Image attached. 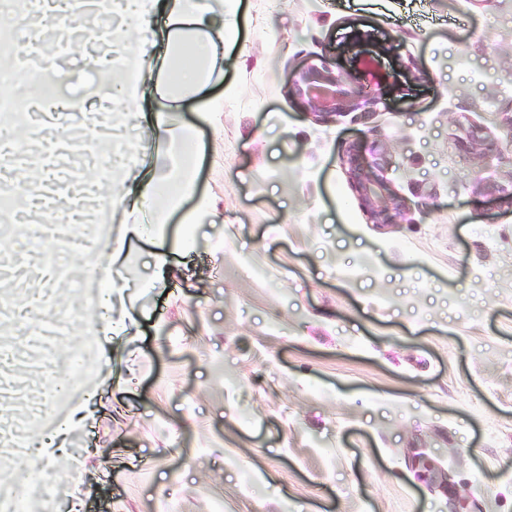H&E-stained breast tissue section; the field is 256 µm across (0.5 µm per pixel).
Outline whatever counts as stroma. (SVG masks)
<instances>
[{
    "label": "stroma",
    "instance_id": "1",
    "mask_svg": "<svg viewBox=\"0 0 512 512\" xmlns=\"http://www.w3.org/2000/svg\"><path fill=\"white\" fill-rule=\"evenodd\" d=\"M208 4L237 34L172 114L195 130L199 168L165 226V271L151 233L126 237L137 269H112L115 327L93 337L104 355L88 369L60 360L53 316L9 313L1 402L33 420L56 379L72 400L93 393L92 417L70 432L79 467L59 459L33 499L44 512H452L460 494L470 512H512V162L484 152L512 154V0ZM384 40L376 105L311 115L294 93L307 65L354 89L359 55ZM99 48L69 46L57 64L73 114L28 121L44 143L31 180L80 202L47 227L58 264L0 242V261L23 268L21 302L63 294L81 332L100 312L76 305L81 259L62 247L95 224L105 186L54 152L94 106L88 85L107 81L85 65ZM469 127L483 146H460ZM353 144L383 151L403 206L394 223L359 206L342 164ZM202 197L216 216L186 225ZM365 256L372 269L349 278ZM216 359L236 382L211 380ZM411 448L438 458L447 482L418 480Z\"/></svg>",
    "mask_w": 512,
    "mask_h": 512
}]
</instances>
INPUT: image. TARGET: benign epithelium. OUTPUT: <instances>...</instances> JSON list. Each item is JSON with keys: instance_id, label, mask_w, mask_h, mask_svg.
Segmentation results:
<instances>
[{"instance_id": "7a95c632", "label": "benign epithelium", "mask_w": 512, "mask_h": 512, "mask_svg": "<svg viewBox=\"0 0 512 512\" xmlns=\"http://www.w3.org/2000/svg\"><path fill=\"white\" fill-rule=\"evenodd\" d=\"M362 70L370 86L377 84L382 78L379 61L372 55L362 59ZM296 93L300 97L309 98L314 108V116L323 120L352 112L360 106V93L347 88L346 83L325 66H310L296 84ZM342 160L344 166L348 168L351 186L362 208L376 219L377 223H386L389 206L388 198L383 194L381 163L376 159H368L355 148L349 149ZM408 461L417 469L418 479L426 482L436 479L435 465L425 453L412 448L408 452Z\"/></svg>"}]
</instances>
